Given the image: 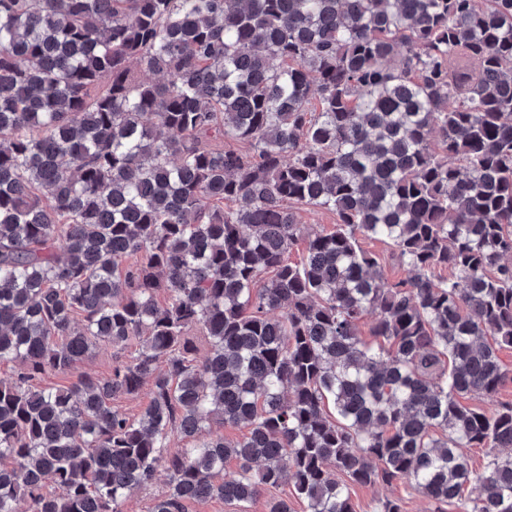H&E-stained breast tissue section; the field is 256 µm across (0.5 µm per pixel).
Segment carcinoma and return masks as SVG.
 I'll return each instance as SVG.
<instances>
[{
  "mask_svg": "<svg viewBox=\"0 0 512 512\" xmlns=\"http://www.w3.org/2000/svg\"><path fill=\"white\" fill-rule=\"evenodd\" d=\"M133 340L106 379L34 384ZM504 347L512 0H0V512H122L161 467L149 512L288 484L355 512L350 485L400 479L512 512V456L459 453L512 448L511 402L459 401L512 380ZM296 213L299 224L314 225L327 231L332 230L337 222L336 214L327 209L302 207ZM360 244L363 249L371 252L378 258L384 273L389 279L397 280L408 275L406 267L401 264L388 244L370 239H361ZM149 402V386L135 395H127L113 401V405L130 418H137Z\"/></svg>",
  "mask_w": 512,
  "mask_h": 512,
  "instance_id": "carcinoma-1",
  "label": "carcinoma"
}]
</instances>
